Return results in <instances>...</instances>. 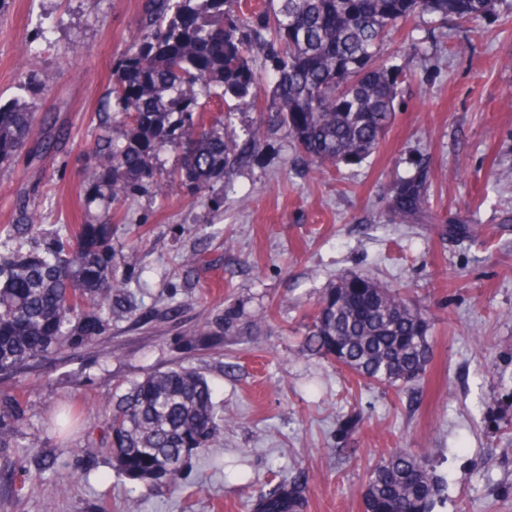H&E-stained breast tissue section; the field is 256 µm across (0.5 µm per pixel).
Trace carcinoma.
I'll list each match as a JSON object with an SVG mask.
<instances>
[{
	"label": "carcinoma",
	"mask_w": 512,
	"mask_h": 512,
	"mask_svg": "<svg viewBox=\"0 0 512 512\" xmlns=\"http://www.w3.org/2000/svg\"><path fill=\"white\" fill-rule=\"evenodd\" d=\"M496 0H145L140 34L112 62V119L97 139L81 187L84 223L46 233L24 205L16 224H0V454L24 473L34 459L58 490L69 476L36 437L26 443L21 374L50 356L104 344L112 320L135 310L116 274L112 204L144 184L214 188L261 146L263 131L225 133L237 112L267 113L299 154L321 167L360 162L380 145L396 115L405 75L384 46L402 24L429 16L475 28ZM260 57L262 69L252 58ZM35 103L0 104V167L16 163L37 134ZM170 149L176 164L156 167ZM425 169L389 188L391 213L405 221L426 211ZM239 328L229 307L213 334ZM430 318L397 287L341 276L306 324L302 353L346 368L366 384L415 390L433 356ZM230 419L199 371L176 363L112 395L98 419L111 470L132 489L177 487L187 460L211 448ZM441 483L432 460L404 449L370 471L363 512H430ZM307 479L283 478L254 512H304Z\"/></svg>",
	"instance_id": "carcinoma-1"
}]
</instances>
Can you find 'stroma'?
<instances>
[{"mask_svg": "<svg viewBox=\"0 0 512 512\" xmlns=\"http://www.w3.org/2000/svg\"><path fill=\"white\" fill-rule=\"evenodd\" d=\"M145 0H6L0 7V102L30 72L47 81L44 124L18 164L0 168V224L23 204L45 229L80 223L84 169L106 108L112 62L136 36ZM406 24L388 46L409 73L396 119L367 159L323 173L285 130L266 133L230 176L221 209L208 193L146 190L112 210L114 264L138 310L113 321L106 353L51 356L28 374L24 430L56 452L73 482L10 474L0 512H253L277 477L309 475L306 512H363L368 467L389 449L434 460L445 491L433 512H512V429L497 416L512 374V0L480 34ZM423 166L430 208L392 223L388 187ZM467 224L471 232L452 235ZM201 261L184 267L185 255ZM341 275L406 288L434 314L421 395L358 385L326 359L300 356L309 315ZM238 308L256 329L206 335ZM200 371L231 422L188 461L181 491L130 501L111 475L98 418L115 390L173 362ZM361 414L351 434L342 420Z\"/></svg>", "mask_w": 512, "mask_h": 512, "instance_id": "35a3bbf8", "label": "stroma"}]
</instances>
